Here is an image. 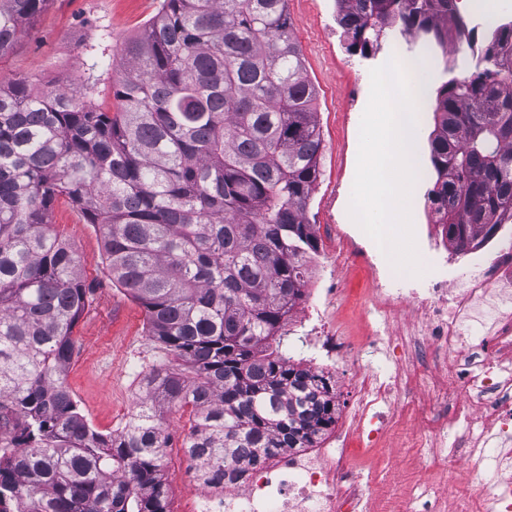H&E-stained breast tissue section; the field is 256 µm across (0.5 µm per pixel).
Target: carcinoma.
I'll list each match as a JSON object with an SVG mask.
<instances>
[{
	"label": "carcinoma",
	"mask_w": 512,
	"mask_h": 512,
	"mask_svg": "<svg viewBox=\"0 0 512 512\" xmlns=\"http://www.w3.org/2000/svg\"><path fill=\"white\" fill-rule=\"evenodd\" d=\"M49 0H0V58ZM453 0H337L348 49L369 56L388 27L448 23ZM485 67L435 91L429 199L459 253L512 223V22ZM100 78L0 85V512H168L164 416L191 407L185 453L206 481L310 448L336 424L331 378L282 352L317 252L307 209L320 176L317 90L288 0H160ZM79 208L112 280L173 361L142 378L137 410L103 435L65 385L89 300L81 260L52 224Z\"/></svg>",
	"instance_id": "carcinoma-1"
}]
</instances>
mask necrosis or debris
Masks as SVG:
<instances>
[{"instance_id": "necrosis-or-debris-1", "label": "necrosis or debris", "mask_w": 512, "mask_h": 512, "mask_svg": "<svg viewBox=\"0 0 512 512\" xmlns=\"http://www.w3.org/2000/svg\"><path fill=\"white\" fill-rule=\"evenodd\" d=\"M384 306L387 314L408 318L411 342L395 359L400 372L394 383L357 376L348 428L381 447L389 429L404 424L417 446L430 449L424 469H448L461 459L480 469L482 421L491 423L498 445L512 444V251L476 259L456 288L437 279L386 296ZM308 319L320 353L312 364L317 371L360 367L379 342L375 328L358 339L338 333L326 309H314ZM395 392L405 400L385 415L380 406ZM346 442L342 435L302 451L282 448L244 479L206 486L187 458L174 479L198 489L188 512H362L368 488L354 472ZM496 466L510 478L451 491L447 499H434L429 512H512V455L498 456Z\"/></svg>"}]
</instances>
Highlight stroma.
<instances>
[{
	"mask_svg": "<svg viewBox=\"0 0 512 512\" xmlns=\"http://www.w3.org/2000/svg\"><path fill=\"white\" fill-rule=\"evenodd\" d=\"M158 7L159 0H49L37 20L0 59V81L32 78L40 88L61 82L78 85L94 68L104 76L101 93H108L112 59L107 56L99 65H92L85 45L103 33L111 34L113 43H122ZM288 12L308 74L317 87V120L324 140L322 174L308 207L319 247L310 262L311 277L316 280L329 273L337 232H346L364 247L372 245L371 238L350 218L348 206L356 174L360 122L370 94V71L381 59L364 58L348 50L336 23V0H288ZM353 85L359 90L355 105L348 94ZM434 183V178H427L410 197L421 275L376 279V272L385 268L377 256L371 265L348 262L338 270L347 298L330 313L349 335L363 336L369 324L380 322L377 288L398 293L428 287L435 278L455 283L471 269L472 253L443 254L440 238L426 231L430 220L428 193ZM53 222L81 256L84 281L92 290L74 328L67 384L92 427L108 435L130 417L140 395L141 377L163 362L165 355L147 334L144 308L112 282L102 259L98 227L87 223L83 213L64 198L55 203ZM387 444V449L381 450L356 439L350 448L355 469L370 482L375 510L409 495L416 499L417 512H425L428 500L420 495L422 484L448 491L460 484H474L477 477L463 462L445 474L422 469L424 451L412 447L410 430H395Z\"/></svg>",
	"mask_w": 512,
	"mask_h": 512,
	"instance_id": "1",
	"label": "stroma"
}]
</instances>
